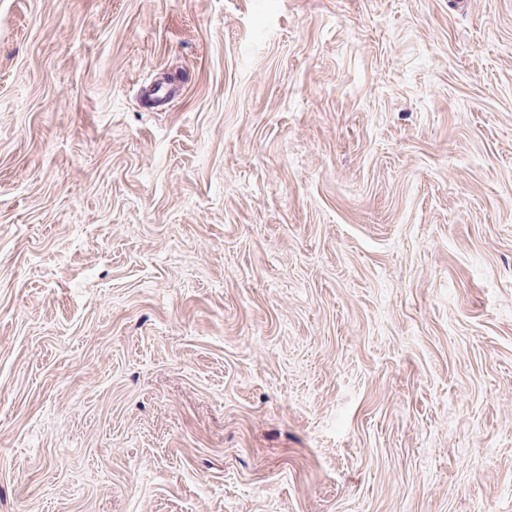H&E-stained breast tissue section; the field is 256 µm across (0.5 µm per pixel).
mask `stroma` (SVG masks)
I'll use <instances>...</instances> for the list:
<instances>
[{
	"instance_id": "35a3bbf8",
	"label": "stroma",
	"mask_w": 512,
	"mask_h": 512,
	"mask_svg": "<svg viewBox=\"0 0 512 512\" xmlns=\"http://www.w3.org/2000/svg\"><path fill=\"white\" fill-rule=\"evenodd\" d=\"M0 512H512V0H0Z\"/></svg>"
}]
</instances>
